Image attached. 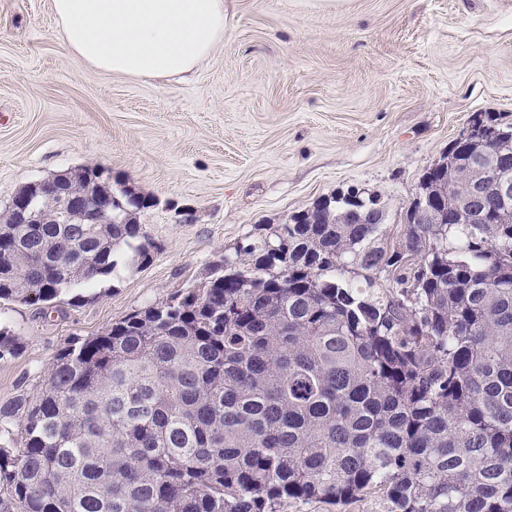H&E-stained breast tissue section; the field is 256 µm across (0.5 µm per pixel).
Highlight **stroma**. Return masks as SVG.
Wrapping results in <instances>:
<instances>
[{
    "instance_id": "obj_1",
    "label": "stroma",
    "mask_w": 512,
    "mask_h": 512,
    "mask_svg": "<svg viewBox=\"0 0 512 512\" xmlns=\"http://www.w3.org/2000/svg\"><path fill=\"white\" fill-rule=\"evenodd\" d=\"M490 112L512 121V0H224V40L188 77L91 69L50 0H0V213L27 184L97 165L151 198L145 267L43 315L0 306L22 342L0 359V405L42 384L55 354L187 292L259 226L323 197L378 193L398 236L423 174ZM367 493L279 512H390Z\"/></svg>"
}]
</instances>
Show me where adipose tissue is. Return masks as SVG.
Masks as SVG:
<instances>
[{
    "label": "adipose tissue",
    "instance_id": "ef3b65f1",
    "mask_svg": "<svg viewBox=\"0 0 512 512\" xmlns=\"http://www.w3.org/2000/svg\"><path fill=\"white\" fill-rule=\"evenodd\" d=\"M67 49L134 78L192 72L224 39V0H51Z\"/></svg>",
    "mask_w": 512,
    "mask_h": 512
}]
</instances>
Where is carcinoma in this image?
<instances>
[{
	"instance_id": "carcinoma-1",
	"label": "carcinoma",
	"mask_w": 512,
	"mask_h": 512,
	"mask_svg": "<svg viewBox=\"0 0 512 512\" xmlns=\"http://www.w3.org/2000/svg\"><path fill=\"white\" fill-rule=\"evenodd\" d=\"M448 144L434 224H352L346 202L267 225L197 289L56 354L0 406V512H278L371 491L392 512H512V123ZM83 166L75 191L112 184ZM478 192L485 218L458 220ZM123 224L0 217V302L64 296L141 268L154 245ZM383 275L387 286L373 291ZM21 343L0 328V359Z\"/></svg>"
}]
</instances>
